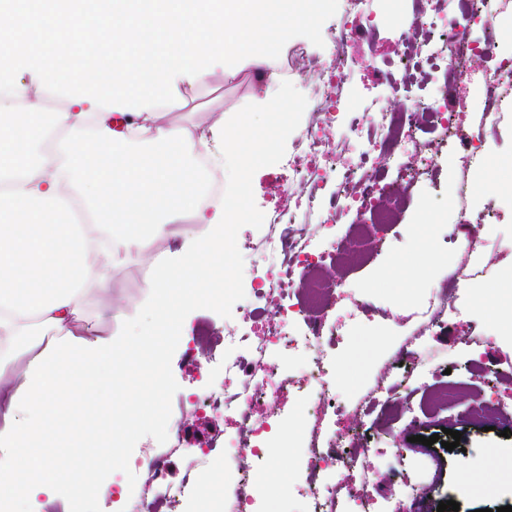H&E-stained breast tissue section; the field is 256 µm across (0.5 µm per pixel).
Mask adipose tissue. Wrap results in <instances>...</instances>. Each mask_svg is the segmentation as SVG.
<instances>
[{"label": "adipose tissue", "instance_id": "adipose-tissue-1", "mask_svg": "<svg viewBox=\"0 0 512 512\" xmlns=\"http://www.w3.org/2000/svg\"><path fill=\"white\" fill-rule=\"evenodd\" d=\"M303 18L302 0H0V55L34 69L32 81H0V347L16 364L0 362V512L75 490V455L44 451L42 439L68 428L103 370L138 372L157 396L162 365L125 355L129 330L73 334L81 300L107 292L109 270L131 252L170 238L179 251L154 256L148 310L176 330L206 299V282L224 275L211 257L249 191L251 128L235 117L228 136L226 116L213 122L231 179L206 208L195 163L206 140L164 116L232 60L255 73L257 109L275 111L270 48ZM66 86L67 108L43 111ZM86 129L92 141L75 138ZM73 372L81 385L68 382Z\"/></svg>", "mask_w": 512, "mask_h": 512}]
</instances>
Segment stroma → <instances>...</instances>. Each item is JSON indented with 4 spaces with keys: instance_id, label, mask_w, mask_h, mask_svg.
I'll list each match as a JSON object with an SVG mask.
<instances>
[{
    "instance_id": "stroma-1",
    "label": "stroma",
    "mask_w": 512,
    "mask_h": 512,
    "mask_svg": "<svg viewBox=\"0 0 512 512\" xmlns=\"http://www.w3.org/2000/svg\"><path fill=\"white\" fill-rule=\"evenodd\" d=\"M414 7V0H373L375 32L349 49L350 71L339 111L357 115L375 96L386 97L390 109H403L402 99L389 93V73L402 53L392 24L397 11ZM307 8L310 21L289 33L288 44L306 46L317 57L329 58L327 28L339 18L341 0H309ZM249 75L246 69L233 75L216 69L189 91L184 109L165 116L173 129L192 131L207 127L220 112L242 113L265 139L266 148L252 171V186L242 201L243 216L227 225L226 248L215 257L226 269L219 284L222 297L196 305L172 358L179 385L173 399L187 404L177 418L176 436L162 445L150 437L137 442L130 473L109 475L113 493L100 501L101 512H132L135 503L128 499V491L140 496L153 485L143 468L150 455H166L165 481L170 486L180 485L188 475L194 480L192 491L180 498L174 512H212L214 504L202 497L201 487L221 484L228 476L223 462L202 466L196 458L215 435L238 440V425L234 419L215 417L194 398L215 386L235 388L237 381L219 371L201 370L200 360L207 347L223 344L225 324L237 321V306L251 296L253 257L243 250V243L261 248L273 232L268 217L295 206L308 193L289 172L287 159L311 118L307 107L311 85L288 75L282 85V110L266 114L252 106ZM487 150L499 168L495 175L481 178L464 153L448 150L435 177L412 189L392 228L369 224L361 229L339 214L333 218V229L312 234L310 244L315 249L327 248L335 238L342 242L333 264L310 268L296 282L294 297L295 303H303L313 278L331 284L320 313L337 329L327 346L336 363V384L329 404L318 413L309 411L305 395L293 388L256 405L257 415L270 417L275 427L260 437L267 451L254 463L253 512H308L303 490L311 467L308 448H326L344 437L359 438L367 445L362 458L366 490L385 512H437L438 504L447 500L457 501L459 512H496L512 506V437L502 435L504 429H512V411L496 412L503 404L512 407V380L480 372L491 363L512 366V319L503 312L504 306L512 305V129L488 131ZM464 186L470 193L462 201L458 191ZM464 204L475 217L489 208L500 214L499 223L478 230L485 272L459 291L456 312L426 332L421 312L427 298L444 288L448 274L467 261L450 240ZM170 248L169 242H159L152 253ZM152 253H132L112 270L110 298H101L94 290L87 293L83 330L108 326L114 317L127 320L137 315L155 277ZM339 279L344 282L340 288L335 285ZM364 302L374 307V314L357 315ZM414 338L419 341L415 356L400 358V351ZM418 364L431 371L423 390L410 384V372ZM382 381H399L405 388L377 424L358 423L361 401ZM451 386L458 392L456 399L436 402V395ZM444 428L460 431L459 448L449 451L438 443L428 447L415 441L416 436L429 437ZM283 441L290 450L279 460L270 449ZM466 463L472 465L475 480L494 474L493 491L460 495ZM131 473L136 483L128 482Z\"/></svg>"
}]
</instances>
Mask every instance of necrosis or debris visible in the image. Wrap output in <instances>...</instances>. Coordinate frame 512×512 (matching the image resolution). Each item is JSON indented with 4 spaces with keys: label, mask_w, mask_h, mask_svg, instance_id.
I'll return each mask as SVG.
<instances>
[{
    "label": "necrosis or debris",
    "mask_w": 512,
    "mask_h": 512,
    "mask_svg": "<svg viewBox=\"0 0 512 512\" xmlns=\"http://www.w3.org/2000/svg\"><path fill=\"white\" fill-rule=\"evenodd\" d=\"M371 0H344V10L331 29L334 52L329 62H321L305 48H294L288 58L290 69L311 79L323 80V87L313 91L312 120L299 140L295 153L287 165L301 183L310 191L304 201L294 208L270 216L269 221L278 226L276 235L267 238L262 251L270 264L260 276L248 304L240 308V324L224 330V349L210 355L211 360L222 361L224 373L238 377L241 385L234 392L225 389L211 391L204 403L217 416H231L240 425L242 438L235 445L215 439L214 448L224 451V465L234 471L230 493L233 512H250L255 480L248 467L249 460L262 454L253 443L255 434L265 429V421L256 419L254 406L259 396H278L286 387L269 367L275 352L288 351L307 356L319 369L322 388H329L331 381L324 367L328 361L321 346L331 334L324 317L307 310L298 311L301 321L294 334H286L278 323L267 326L263 339H252L248 322L270 303H277L282 311L290 309L291 287L295 279L313 265L332 260V250L312 252L308 249L305 231L319 220L324 209L348 214L355 223L373 218L379 224L392 221L388 209L375 210L376 192L392 197L396 206H403L404 196L395 194L387 180L388 172H397L407 184L431 179L444 146L459 148L470 157L477 174L489 172L487 140L483 128H462L460 114L450 104L449 94L459 77L477 58L488 65V78L483 98L486 116L492 125L512 123V55L501 51L503 42L512 39V33L497 25L501 14L512 11V0H449L456 5L462 20L456 23L451 34L440 36L437 17L438 0H415L411 14L398 17V41L403 48V71L391 85L393 94L407 101L400 112H391L370 102L367 112L358 120L348 121L346 113L337 111L339 94L347 76L351 44L372 34L374 23L370 11ZM485 30L484 39L472 38L473 27ZM441 61L444 73V99L427 95L422 82L423 64ZM330 122L339 131L358 134L361 146L353 165L342 167L337 155L319 134L323 122ZM385 161V172L372 167V157ZM333 183L334 194L330 201H323L320 186ZM481 268L465 264L448 276V293L430 298L422 313L426 322H436L442 313L454 311V290L479 278ZM314 460L306 483L311 502V512H333L336 496L332 485L324 476L330 471H352L356 468L360 448L311 449Z\"/></svg>",
    "instance_id": "1"
}]
</instances>
